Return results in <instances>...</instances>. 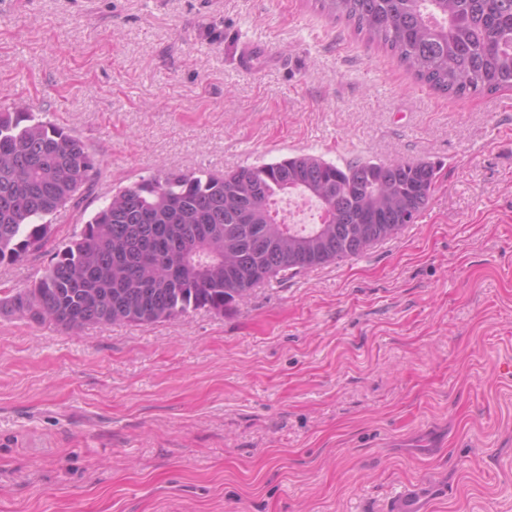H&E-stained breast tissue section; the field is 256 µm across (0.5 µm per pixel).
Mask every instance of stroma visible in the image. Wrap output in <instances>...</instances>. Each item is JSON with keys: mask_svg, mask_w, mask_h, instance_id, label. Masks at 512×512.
I'll return each instance as SVG.
<instances>
[{"mask_svg": "<svg viewBox=\"0 0 512 512\" xmlns=\"http://www.w3.org/2000/svg\"><path fill=\"white\" fill-rule=\"evenodd\" d=\"M21 102L98 168L0 264V299L162 168L310 153L436 179L394 238L221 316L0 311V512H387L422 479L446 488L424 512H512V89L439 94L315 0H0V112Z\"/></svg>", "mask_w": 512, "mask_h": 512, "instance_id": "stroma-1", "label": "stroma"}]
</instances>
